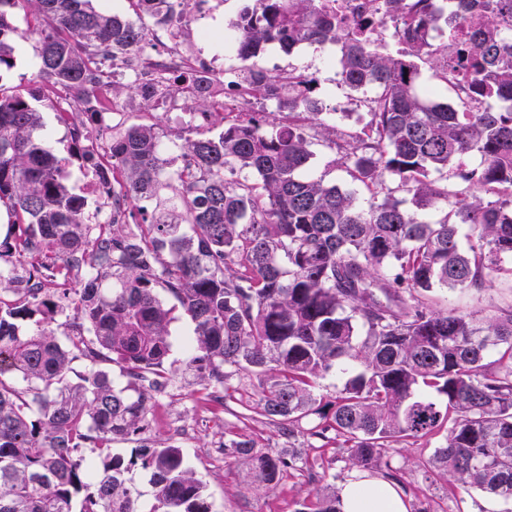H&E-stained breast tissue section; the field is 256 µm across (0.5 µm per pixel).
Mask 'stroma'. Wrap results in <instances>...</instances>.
I'll return each mask as SVG.
<instances>
[{"label":"stroma","instance_id":"1","mask_svg":"<svg viewBox=\"0 0 512 512\" xmlns=\"http://www.w3.org/2000/svg\"><path fill=\"white\" fill-rule=\"evenodd\" d=\"M248 3L249 0H210L203 11L188 6L186 14L191 22L183 27V55L204 60L214 73L227 67L224 45L216 37L227 30L229 22ZM200 26L213 33V41L204 44L198 40L196 29ZM332 51L329 45L307 46L288 54L273 47L255 58L254 63L268 72L293 70L313 75L335 109L333 125L342 130L346 127L343 113L358 109L357 96L339 84L335 66L327 62ZM114 106L126 123L160 124L166 146L164 155L168 158L175 155L174 144L212 138L222 129L217 119L208 125L192 122L188 107L180 99H169L149 108L139 97L123 93L115 98ZM432 301L443 311L495 314L499 309L512 307V272L492 273L479 289L434 292ZM173 316L172 347L164 363L171 381L146 416L141 436L168 439L179 445L191 468L203 480L213 512H295L298 503L317 490H342L356 470L348 465L339 441L307 436L290 439L260 415L243 418V405L258 403L257 381L249 376L231 377L228 385L233 396L221 403L214 401L187 365L184 345L190 321L178 309ZM237 435L250 436L260 448L273 452L295 446L306 464L288 470L271 488L256 489L247 465L224 453L225 443ZM437 445L434 438L395 444L386 453L387 466L375 469L373 475L398 486L407 512H512V503L480 489L465 493L454 490L447 475L430 464Z\"/></svg>","mask_w":512,"mask_h":512}]
</instances>
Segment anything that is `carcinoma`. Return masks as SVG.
Here are the masks:
<instances>
[{
    "label": "carcinoma",
    "instance_id": "carcinoma-1",
    "mask_svg": "<svg viewBox=\"0 0 512 512\" xmlns=\"http://www.w3.org/2000/svg\"><path fill=\"white\" fill-rule=\"evenodd\" d=\"M381 1L399 27L395 52L369 32ZM130 2L172 24L187 0ZM479 6L362 0L348 29L323 0H254L229 24L240 64L225 79L239 90L238 112L224 114L218 136L186 140L172 165L157 123H116L103 154L90 145L92 127L106 125L123 91L148 106L180 95L210 117L209 77L187 67L117 85L105 63L150 49L155 30L90 0H0V71L35 39L38 77L72 100L60 158L43 144L31 101L0 91V207L10 226L0 259H28L14 279L0 268V512H142L125 476L137 465L154 488L149 512H213L176 444L111 453L141 431L169 383L160 368L173 308L159 288L193 324L188 364L199 382L255 376L260 415L282 433L315 419L310 435L334 432L349 464L365 469L380 466L392 442L440 435L431 464L455 489L512 501V308L480 318L428 299L480 288L512 265V0H486L482 30L458 55L467 79L457 99L480 108L435 102L419 83L422 63L448 81L434 34ZM14 9L33 21L14 25ZM327 42L339 49L343 84L375 89L369 120L345 137L328 124L316 78L249 65L270 43L290 52ZM269 103L288 119L255 111ZM319 134L335 135L350 185L308 174ZM75 161L105 189L95 210L112 207L103 223H91L87 197L65 183ZM60 316L75 327L64 341L53 329ZM78 358L88 368L73 383ZM115 360L135 395L98 368ZM333 370L349 377L326 402L316 389ZM225 451L246 461L259 489L302 461L245 436ZM295 512H340V496L317 491Z\"/></svg>",
    "mask_w": 512,
    "mask_h": 512
}]
</instances>
